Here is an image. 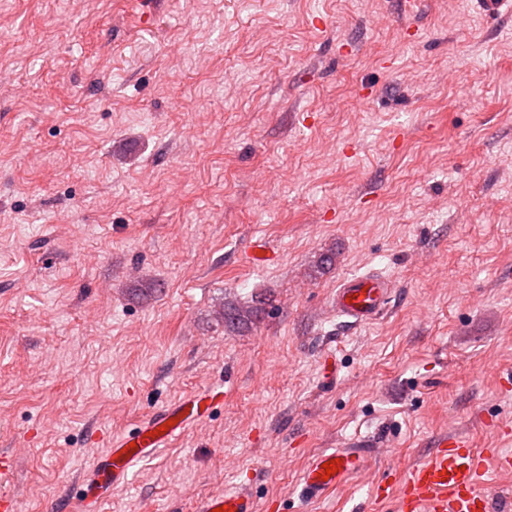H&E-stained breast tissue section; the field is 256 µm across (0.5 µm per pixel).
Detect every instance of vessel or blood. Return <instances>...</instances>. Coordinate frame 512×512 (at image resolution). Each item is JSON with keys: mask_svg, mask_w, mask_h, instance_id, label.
<instances>
[{"mask_svg": "<svg viewBox=\"0 0 512 512\" xmlns=\"http://www.w3.org/2000/svg\"><path fill=\"white\" fill-rule=\"evenodd\" d=\"M392 279L365 274L348 278L337 287L333 301L337 313L348 324L363 326L377 320L393 292ZM214 387L162 406L134 431L109 440L106 449L88 465L82 477L77 512H98L112 491L126 485L130 473L158 449L183 435L214 410ZM339 466L327 474L325 462ZM361 445L325 450L316 454L300 475L305 494L320 496L344 484L347 475L363 467ZM512 471V448H473L461 434L441 438L425 461L400 472L394 480L373 485L377 499H394L395 512H512V503L501 500L493 490V471ZM259 512L258 503L243 485L214 494L201 501L198 512Z\"/></svg>", "mask_w": 512, "mask_h": 512, "instance_id": "b4317fda", "label": "vessel or blood"}]
</instances>
